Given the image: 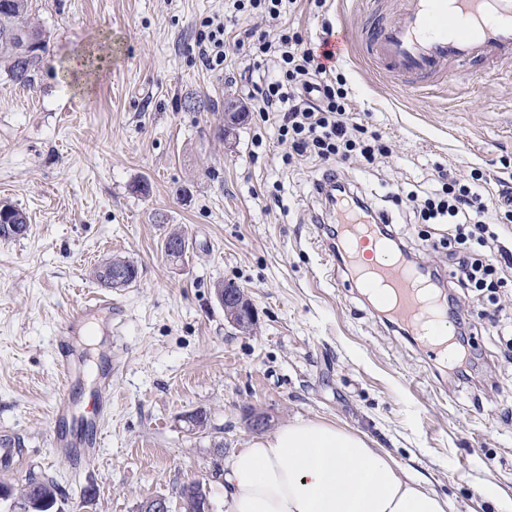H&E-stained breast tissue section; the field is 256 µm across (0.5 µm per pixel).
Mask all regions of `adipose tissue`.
<instances>
[{
    "label": "adipose tissue",
    "mask_w": 512,
    "mask_h": 512,
    "mask_svg": "<svg viewBox=\"0 0 512 512\" xmlns=\"http://www.w3.org/2000/svg\"><path fill=\"white\" fill-rule=\"evenodd\" d=\"M228 512H448L446 496L411 476L364 433L297 417L249 439L225 464Z\"/></svg>",
    "instance_id": "1"
}]
</instances>
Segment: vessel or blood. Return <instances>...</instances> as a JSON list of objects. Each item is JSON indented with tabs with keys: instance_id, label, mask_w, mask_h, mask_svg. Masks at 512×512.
<instances>
[{
	"instance_id": "b4317fda",
	"label": "vessel or blood",
	"mask_w": 512,
	"mask_h": 512,
	"mask_svg": "<svg viewBox=\"0 0 512 512\" xmlns=\"http://www.w3.org/2000/svg\"><path fill=\"white\" fill-rule=\"evenodd\" d=\"M363 45L366 58L374 66L394 73L409 88L428 91L445 85L450 64L512 58V0H399L394 19L365 30ZM338 232L339 243L329 246L327 255L332 264L344 270L350 285L377 289L378 309L400 323L405 333L416 337L430 354H447L449 363H456V350H445L424 329L430 306L441 320L460 322L466 318L461 311L449 314L436 291L435 273L421 265H410L405 257H393L378 227L354 211L340 213ZM111 310V297H87L58 332L57 361L64 385L55 401L50 441L76 469L97 453L95 426L112 399V373L107 370L102 374L101 390L86 421L90 431L81 447H68L59 426L70 415L67 383L74 373L76 357L70 339L96 314Z\"/></svg>"
}]
</instances>
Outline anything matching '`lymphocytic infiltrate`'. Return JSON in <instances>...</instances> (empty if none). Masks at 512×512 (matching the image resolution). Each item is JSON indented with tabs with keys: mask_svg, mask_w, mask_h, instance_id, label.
I'll return each instance as SVG.
<instances>
[{
	"mask_svg": "<svg viewBox=\"0 0 512 512\" xmlns=\"http://www.w3.org/2000/svg\"><path fill=\"white\" fill-rule=\"evenodd\" d=\"M233 13H248L265 18L268 29H245L238 39L226 36L223 21L208 20L207 33L199 40L205 64L222 66L229 51L245 52L270 63L251 95L252 109L262 121L274 123L279 142L289 143L300 156L309 155L324 162L347 160L360 154L367 162L383 155L385 147L378 132L367 131L354 122L347 79L327 66V53L304 47L298 32L283 24L284 16L296 9L297 0H227ZM441 189L419 203V216L426 224H444L447 237L433 241V248L445 247L448 238L470 235L480 247L497 242L485 218L487 211L480 190L485 176L463 184L439 171ZM453 276L459 287L484 291L495 288L499 267L476 257L475 253H452Z\"/></svg>",
	"mask_w": 512,
	"mask_h": 512,
	"instance_id": "obj_1",
	"label": "lymphocytic infiltrate"
}]
</instances>
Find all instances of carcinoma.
<instances>
[{"label":"carcinoma","instance_id":"1","mask_svg":"<svg viewBox=\"0 0 512 512\" xmlns=\"http://www.w3.org/2000/svg\"><path fill=\"white\" fill-rule=\"evenodd\" d=\"M46 39L41 28L29 19L28 0H0V70L24 86L33 84L44 61ZM181 488L176 500L169 501V512H196L195 488ZM61 494L52 479L30 481L19 490L20 504L31 512H54V500Z\"/></svg>","mask_w":512,"mask_h":512}]
</instances>
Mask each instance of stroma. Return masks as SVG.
I'll use <instances>...</instances> for the list:
<instances>
[{"instance_id":"obj_1","label":"stroma","mask_w":512,"mask_h":512,"mask_svg":"<svg viewBox=\"0 0 512 512\" xmlns=\"http://www.w3.org/2000/svg\"><path fill=\"white\" fill-rule=\"evenodd\" d=\"M30 3L47 40L44 65L30 88L0 72V201L30 224L24 237L0 241V438L21 450L0 483L45 475L65 489V512H138L146 497L173 499L200 480L213 512H227L212 477L253 437L254 409L274 427L319 417L365 433L453 512H512V272L490 297L458 287L448 253L472 241L421 251L434 225L388 206L414 260L447 273V295L470 313L465 373L431 367L326 264L315 190L331 168L378 200L434 187L440 167L464 182L479 171L487 218L512 249V222H500L498 209L500 183L512 185V63L457 66L449 91H411L359 46L374 0H300L287 22L306 47L327 28L351 31L355 44L336 68L352 88V112L389 147L378 167H331L290 155L251 111L252 61L234 54L220 71L202 63L201 22L224 14L225 0ZM79 54L89 61L80 77L70 67ZM230 100L246 119L227 143L217 129ZM178 226L185 253L174 264L162 243ZM113 254L139 274L111 291V335L72 338L76 400L112 362L101 446L76 471L50 445L57 332L99 291L90 271ZM222 281L253 301L254 331L225 320L214 297ZM193 411L206 414L205 430L187 431L182 417Z\"/></svg>"}]
</instances>
